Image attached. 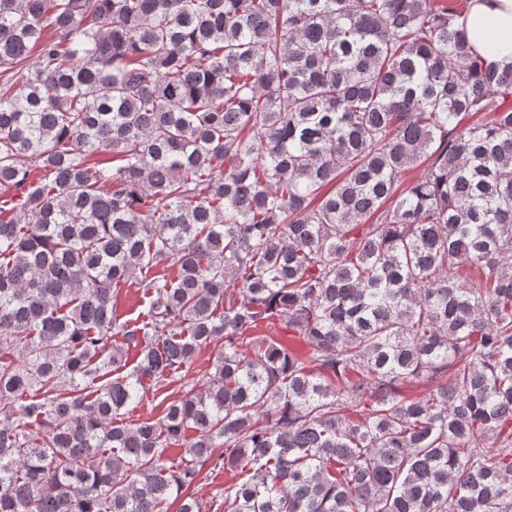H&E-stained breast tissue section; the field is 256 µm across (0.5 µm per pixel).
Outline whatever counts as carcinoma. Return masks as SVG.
Here are the masks:
<instances>
[{
	"label": "carcinoma",
	"instance_id": "cac0c4a2",
	"mask_svg": "<svg viewBox=\"0 0 512 512\" xmlns=\"http://www.w3.org/2000/svg\"><path fill=\"white\" fill-rule=\"evenodd\" d=\"M461 14L0 0V512H213L209 461L224 512H512V65ZM277 317L306 353L243 351ZM117 295L114 298L117 311L123 316V320L135 319L141 313L146 312L147 300L143 297L142 291L133 285H122L117 288ZM218 347H203L199 350L186 373L185 381L190 380L193 384H202L208 380L209 373L213 372L212 365ZM179 389L180 383H175L162 390H150L136 410L126 416L130 417L129 420L159 418L163 414L166 404L178 396ZM234 481V475L230 471H224L222 467H214L211 463L206 464L199 475L197 483L193 486V492L204 501L217 504L213 512H223L220 504L224 502V486Z\"/></svg>",
	"mask_w": 512,
	"mask_h": 512
}]
</instances>
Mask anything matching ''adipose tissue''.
<instances>
[{"label":"adipose tissue","instance_id":"obj_1","mask_svg":"<svg viewBox=\"0 0 512 512\" xmlns=\"http://www.w3.org/2000/svg\"><path fill=\"white\" fill-rule=\"evenodd\" d=\"M461 22L486 62L512 63V0H467Z\"/></svg>","mask_w":512,"mask_h":512}]
</instances>
